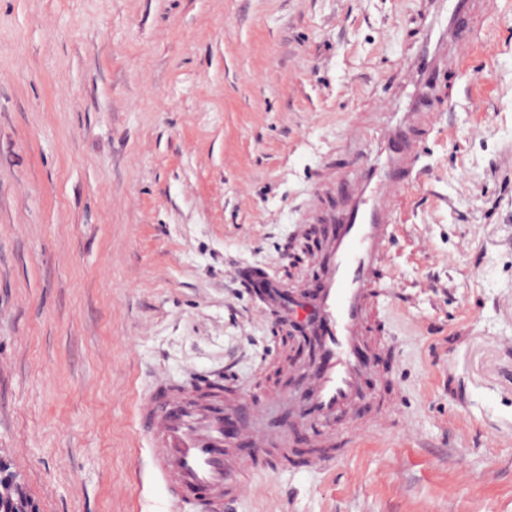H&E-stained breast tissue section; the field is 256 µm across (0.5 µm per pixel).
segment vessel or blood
Returning a JSON list of instances; mask_svg holds the SVG:
<instances>
[{
    "instance_id": "obj_1",
    "label": "vessel or blood",
    "mask_w": 512,
    "mask_h": 512,
    "mask_svg": "<svg viewBox=\"0 0 512 512\" xmlns=\"http://www.w3.org/2000/svg\"><path fill=\"white\" fill-rule=\"evenodd\" d=\"M480 0H420L421 30L412 52L394 79L400 104L383 126L375 154L365 156L355 184L335 180L317 185L308 216L323 215L326 252L320 274L304 295L269 278L267 272L244 271L247 283L263 281L264 313L301 324L317 339V354L308 384L294 402L311 432L312 451L303 467L320 470L333 465L353 447L356 435L326 433L337 414L353 400L363 380L384 374L379 363L364 360L370 307L376 302V281L393 239L394 219L413 174L424 142L433 134L434 114L444 99L439 79L454 75L466 48L479 32ZM344 202L342 217L324 212L326 196ZM261 403L238 396L224 401L222 390H212L196 402L194 390L181 384L157 382L137 407V424L150 450L151 471L167 490L175 512L195 500L206 512H218L225 499L243 493L249 468L269 460L280 466L295 462L291 448H271L265 433L240 425L241 417H257ZM245 441L253 455L238 458L232 443Z\"/></svg>"
}]
</instances>
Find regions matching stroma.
<instances>
[{
    "label": "stroma",
    "mask_w": 512,
    "mask_h": 512,
    "mask_svg": "<svg viewBox=\"0 0 512 512\" xmlns=\"http://www.w3.org/2000/svg\"><path fill=\"white\" fill-rule=\"evenodd\" d=\"M419 0H0V463L34 512H172L156 380L302 383L245 266L287 273L358 113L389 116ZM378 276L394 349L333 468L223 512H512V0H487ZM394 393L381 424L365 417Z\"/></svg>",
    "instance_id": "stroma-1"
}]
</instances>
